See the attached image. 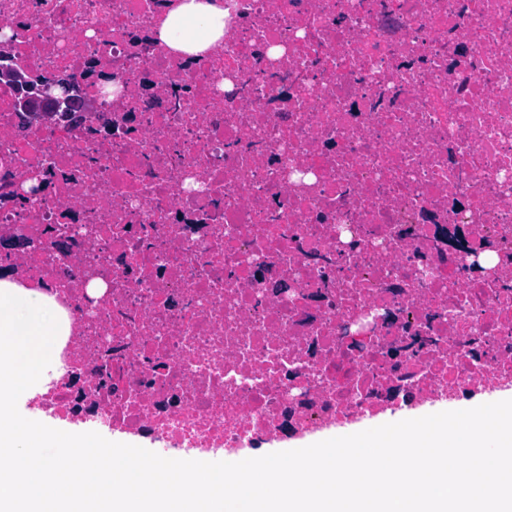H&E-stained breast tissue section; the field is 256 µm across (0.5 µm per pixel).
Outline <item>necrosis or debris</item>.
Here are the masks:
<instances>
[{
  "label": "necrosis or debris",
  "mask_w": 512,
  "mask_h": 512,
  "mask_svg": "<svg viewBox=\"0 0 512 512\" xmlns=\"http://www.w3.org/2000/svg\"><path fill=\"white\" fill-rule=\"evenodd\" d=\"M0 0V275L67 328L29 399L184 459L512 386V0ZM202 14L219 15L221 19H224V10L221 11L215 6L202 2V0H190L188 4L182 5L167 17L160 30V38L176 50L188 52L203 50L223 37L224 22L220 21L218 25L211 26L208 29L193 26L192 20ZM174 29L183 30L185 32L184 37L179 40H172L170 34ZM83 87L62 76L56 83L47 86L45 90L38 89L28 93L21 101V110L26 112L30 121H43L50 115L58 116V119L68 118L73 112L77 101H86ZM52 112V113H46Z\"/></svg>",
  "instance_id": "4bbe7bcc"
}]
</instances>
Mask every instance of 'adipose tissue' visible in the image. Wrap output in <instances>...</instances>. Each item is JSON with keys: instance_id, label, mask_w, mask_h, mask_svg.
<instances>
[{"instance_id": "ef3b65f1", "label": "adipose tissue", "mask_w": 512, "mask_h": 512, "mask_svg": "<svg viewBox=\"0 0 512 512\" xmlns=\"http://www.w3.org/2000/svg\"><path fill=\"white\" fill-rule=\"evenodd\" d=\"M217 9L208 4L207 0H189L188 4L182 5L178 10L172 12L164 22L160 37L162 40L170 41L172 48L196 52L203 50L211 43L224 35L223 25H215L207 29L193 26L192 21L196 16L216 15Z\"/></svg>"}]
</instances>
